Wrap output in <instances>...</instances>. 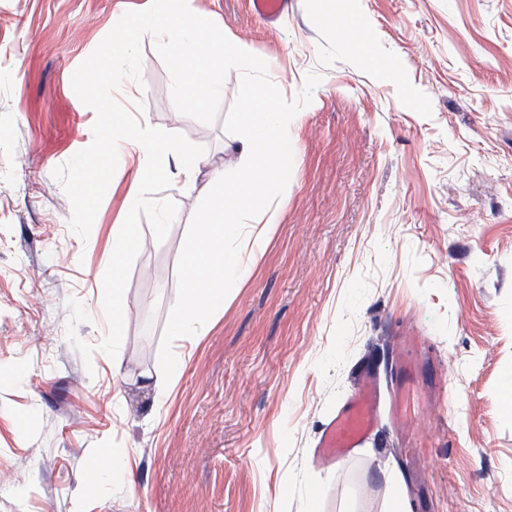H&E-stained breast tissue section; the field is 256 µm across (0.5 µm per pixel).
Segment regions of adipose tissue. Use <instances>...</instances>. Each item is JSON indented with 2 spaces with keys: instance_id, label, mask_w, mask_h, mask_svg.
<instances>
[{
  "instance_id": "obj_1",
  "label": "adipose tissue",
  "mask_w": 512,
  "mask_h": 512,
  "mask_svg": "<svg viewBox=\"0 0 512 512\" xmlns=\"http://www.w3.org/2000/svg\"><path fill=\"white\" fill-rule=\"evenodd\" d=\"M127 143L134 144L142 156L138 176L143 180L163 179L174 170L191 179L208 163L206 156L179 146L173 136L152 132L145 115L131 127L113 124L112 136L102 143L101 148L105 153L115 155Z\"/></svg>"
}]
</instances>
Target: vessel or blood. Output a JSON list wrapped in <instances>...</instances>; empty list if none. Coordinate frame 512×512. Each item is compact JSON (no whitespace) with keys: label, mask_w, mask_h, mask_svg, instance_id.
<instances>
[{"label":"vessel or blood","mask_w":512,"mask_h":512,"mask_svg":"<svg viewBox=\"0 0 512 512\" xmlns=\"http://www.w3.org/2000/svg\"><path fill=\"white\" fill-rule=\"evenodd\" d=\"M254 15L264 20L280 18L287 0H250ZM416 374L408 364H400L397 382L392 387L390 410L402 421L414 420L420 398L414 392ZM378 424L376 393L365 385L350 395L325 428L319 446L323 459H344L354 448L360 447L373 434Z\"/></svg>","instance_id":"b4317fda"}]
</instances>
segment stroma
I'll use <instances>...</instances> for the list:
<instances>
[{"label":"stroma","instance_id":"stroma-1","mask_svg":"<svg viewBox=\"0 0 512 512\" xmlns=\"http://www.w3.org/2000/svg\"><path fill=\"white\" fill-rule=\"evenodd\" d=\"M150 2L0 0V512H385L394 472L411 512H512V0H288L273 23L249 0H187L286 99L321 82L291 122L293 176L249 276L173 341L168 381L158 353L197 191L137 180L126 148L84 238L53 176L93 141L75 70L114 15ZM331 13L361 34L330 30ZM141 55L115 99L229 169L239 72L204 124L175 109L156 42ZM136 196L167 217L142 212L117 259L112 227ZM409 334L421 446L385 416L319 464L326 424L362 379L390 391ZM104 455L111 484H87Z\"/></svg>","mask_w":512,"mask_h":512}]
</instances>
